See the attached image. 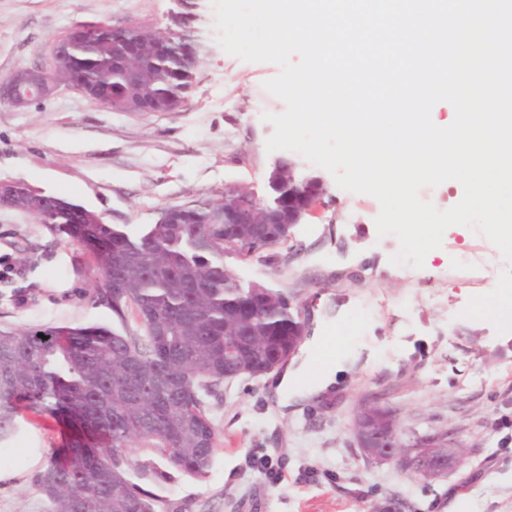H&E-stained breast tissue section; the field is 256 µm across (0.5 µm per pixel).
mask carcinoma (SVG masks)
Returning a JSON list of instances; mask_svg holds the SVG:
<instances>
[{"label": "carcinoma", "mask_w": 512, "mask_h": 512, "mask_svg": "<svg viewBox=\"0 0 512 512\" xmlns=\"http://www.w3.org/2000/svg\"><path fill=\"white\" fill-rule=\"evenodd\" d=\"M106 34L71 39L56 70L110 111L178 108L201 53L185 26H176L162 49L121 66ZM103 87L128 89L130 103L115 105L100 94ZM289 165L280 160L269 176L271 224H220L221 197L130 232L42 193L45 205L35 217L93 255L91 299L106 301L121 321L132 309L140 325L138 333L105 324L0 329V443L13 436L20 407L69 431L66 446L48 454L34 479L48 512H155L127 477L125 450L148 443L173 467L206 477L216 441L206 397L226 380L288 359V298L265 286L241 287L224 266V250L241 246L248 256L288 240L296 224L288 211ZM362 412L375 442L395 423L371 400Z\"/></svg>", "instance_id": "1"}]
</instances>
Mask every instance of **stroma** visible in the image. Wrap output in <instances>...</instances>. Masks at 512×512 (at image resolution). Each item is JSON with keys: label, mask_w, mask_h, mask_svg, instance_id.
Returning a JSON list of instances; mask_svg holds the SVG:
<instances>
[{"label": "stroma", "mask_w": 512, "mask_h": 512, "mask_svg": "<svg viewBox=\"0 0 512 512\" xmlns=\"http://www.w3.org/2000/svg\"><path fill=\"white\" fill-rule=\"evenodd\" d=\"M189 27L203 51L185 100L171 112H112L60 88L26 109L0 105V181L79 203L104 223L137 231L161 208L218 198L241 186L270 195L285 157L319 177L326 193L283 245L248 257L225 253L242 284L283 292L310 333L337 338L346 355L334 391L279 410L269 375L224 382L207 399L216 432L206 478L175 469L140 443L126 471L157 512H512V324L471 314L474 301L512 284V262L483 235L454 225L422 268L396 265L394 235H379L378 201L341 189L294 151L266 149L264 114L286 104L263 84L280 72L247 62L217 41L211 0H194ZM177 0H0V85L24 67L50 69L54 47L80 23L166 26ZM471 255L470 265L455 258ZM91 256L32 217L0 208V328L103 322L89 301ZM377 398L410 444L446 433L460 462L438 476L364 455L354 437L363 400ZM0 446V512H47L33 484L59 425L27 412Z\"/></svg>", "instance_id": "obj_1"}]
</instances>
